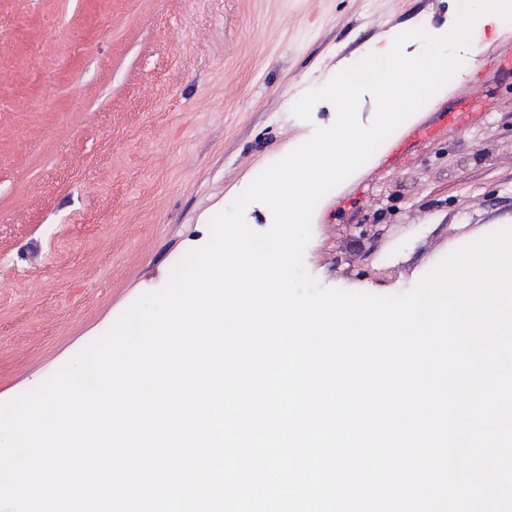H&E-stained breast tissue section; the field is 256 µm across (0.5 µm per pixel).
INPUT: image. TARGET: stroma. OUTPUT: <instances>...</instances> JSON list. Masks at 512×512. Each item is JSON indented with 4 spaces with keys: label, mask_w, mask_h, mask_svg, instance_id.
I'll use <instances>...</instances> for the list:
<instances>
[{
    "label": "stroma",
    "mask_w": 512,
    "mask_h": 512,
    "mask_svg": "<svg viewBox=\"0 0 512 512\" xmlns=\"http://www.w3.org/2000/svg\"><path fill=\"white\" fill-rule=\"evenodd\" d=\"M459 0H0V403L104 334L209 237L264 169L336 117L294 103L407 30L450 32ZM512 24L317 204L320 285L411 290L512 224ZM465 130L408 143L458 98Z\"/></svg>",
    "instance_id": "35a3bbf8"
}]
</instances>
